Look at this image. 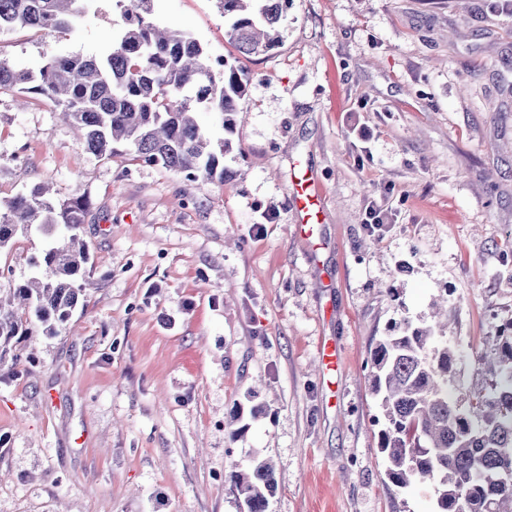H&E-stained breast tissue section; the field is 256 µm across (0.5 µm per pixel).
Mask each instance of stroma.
<instances>
[{
  "mask_svg": "<svg viewBox=\"0 0 512 512\" xmlns=\"http://www.w3.org/2000/svg\"><path fill=\"white\" fill-rule=\"evenodd\" d=\"M154 11L250 77L232 134L199 115L231 141L226 182L96 159L47 101L0 98V203L38 184L93 202L71 321L0 349V512H242L226 473L256 454L277 469L267 512H433L432 483L386 476L370 357L441 299L449 389L464 406L488 391L480 361L512 320V0H291L282 45L247 58L215 0ZM121 23L107 4L77 33L17 30L6 54L98 55ZM297 162L325 194L310 240ZM46 245L1 251L0 289Z\"/></svg>",
  "mask_w": 512,
  "mask_h": 512,
  "instance_id": "35a3bbf8",
  "label": "stroma"
}]
</instances>
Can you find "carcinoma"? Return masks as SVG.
<instances>
[{
  "label": "carcinoma",
  "instance_id": "obj_1",
  "mask_svg": "<svg viewBox=\"0 0 512 512\" xmlns=\"http://www.w3.org/2000/svg\"><path fill=\"white\" fill-rule=\"evenodd\" d=\"M101 0H0V37L19 29L68 33L100 12ZM229 20L227 35L244 56L282 42L288 0H216ZM154 0H116L123 27L100 55L58 52L36 68L19 69L0 53V96L47 98L100 160L114 144L146 163L203 184L224 181L227 139L214 141L197 121L215 114L233 132L248 77L229 62L216 69L191 34L154 17ZM92 207L85 194L59 199L39 185L14 195L0 211V251L35 229L51 243L31 258L33 276L0 294V348L17 336H53L86 290L90 253L77 230ZM440 324L406 325L382 337L371 352L373 388L385 426L381 450L393 485L429 481L435 512H512V321L502 330L499 355L485 363L490 396L462 412L448 396L454 353L435 335ZM227 479L244 512H265L277 487L272 462L255 456L234 465Z\"/></svg>",
  "mask_w": 512,
  "mask_h": 512
}]
</instances>
